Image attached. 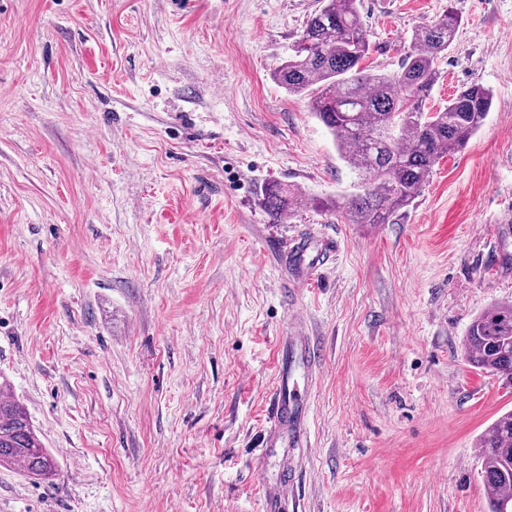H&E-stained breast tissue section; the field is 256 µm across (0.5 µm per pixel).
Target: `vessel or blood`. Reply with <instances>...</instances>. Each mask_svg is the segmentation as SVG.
Returning <instances> with one entry per match:
<instances>
[{
	"label": "vessel or blood",
	"instance_id": "b4317fda",
	"mask_svg": "<svg viewBox=\"0 0 512 512\" xmlns=\"http://www.w3.org/2000/svg\"><path fill=\"white\" fill-rule=\"evenodd\" d=\"M335 245L324 242L312 247L307 239L294 238L290 257L303 273L297 285L312 280L320 268L329 265ZM321 361L317 344L311 337L296 331L279 337L277 367L271 408V425L262 445L266 448H303L307 445L308 381L315 376Z\"/></svg>",
	"mask_w": 512,
	"mask_h": 512
}]
</instances>
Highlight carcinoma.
I'll return each mask as SVG.
<instances>
[{
	"instance_id": "cac0c4a2",
	"label": "carcinoma",
	"mask_w": 512,
	"mask_h": 512,
	"mask_svg": "<svg viewBox=\"0 0 512 512\" xmlns=\"http://www.w3.org/2000/svg\"><path fill=\"white\" fill-rule=\"evenodd\" d=\"M360 6V0H321L273 79L288 93L309 97L341 158L360 179V192L345 203L350 221L392 224L413 203L439 160L460 151L482 127L493 96L473 83L448 105L435 111L426 107L438 80V60L461 26L454 11L418 27L413 49L399 68L384 72L364 65L371 45ZM264 206L278 221L298 207V197L271 184ZM463 356L475 369L512 379V304L495 305L470 323ZM478 447L489 512H512L511 411L485 428ZM0 466L43 480L57 471L26 410L2 380Z\"/></svg>"
}]
</instances>
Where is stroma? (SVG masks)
I'll list each match as a JSON object with an SVG mask.
<instances>
[{"mask_svg": "<svg viewBox=\"0 0 512 512\" xmlns=\"http://www.w3.org/2000/svg\"><path fill=\"white\" fill-rule=\"evenodd\" d=\"M318 7L0 0V374L58 463L0 468V512H487L512 380L462 343L512 302V0H363L369 66L451 9L428 105L493 93L395 224L350 222L356 173L272 79ZM299 234L337 250L295 295ZM296 319L323 360L291 458L261 440ZM264 206L274 221L290 215L298 207L297 195L281 184H271L265 189Z\"/></svg>", "mask_w": 512, "mask_h": 512, "instance_id": "stroma-1", "label": "stroma"}]
</instances>
